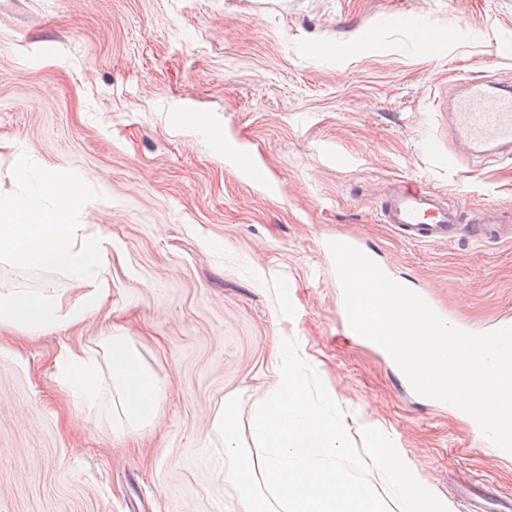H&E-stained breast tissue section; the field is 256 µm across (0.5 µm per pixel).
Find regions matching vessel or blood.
Segmentation results:
<instances>
[{
    "instance_id": "b4317fda",
    "label": "vessel or blood",
    "mask_w": 512,
    "mask_h": 512,
    "mask_svg": "<svg viewBox=\"0 0 512 512\" xmlns=\"http://www.w3.org/2000/svg\"><path fill=\"white\" fill-rule=\"evenodd\" d=\"M449 160L492 159L512 154V91L484 77L470 78L451 107ZM225 161L246 181L263 185L267 173L252 152L234 138L224 140ZM385 223L416 243H448L460 234L480 242L511 243L512 211L489 205L462 224L461 202L443 205L431 191L402 188L381 205Z\"/></svg>"
}]
</instances>
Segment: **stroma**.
I'll return each instance as SVG.
<instances>
[{
	"label": "stroma",
	"instance_id": "1",
	"mask_svg": "<svg viewBox=\"0 0 512 512\" xmlns=\"http://www.w3.org/2000/svg\"><path fill=\"white\" fill-rule=\"evenodd\" d=\"M442 39L415 44L387 15ZM376 33L372 50L359 45ZM328 44L317 52L318 43ZM474 76L512 85V0H20L0 10V193L13 153L99 191L80 215L110 261L97 315L31 338L0 331V512H242L211 427L239 426L274 381L283 338L345 412L355 445L375 427L448 509L468 483L512 496V456L462 414L414 393L339 312L326 242L355 240L458 321L512 317V243L417 244L381 223L403 185L512 210V156L448 162V93ZM214 113L267 167L242 180L174 112ZM62 274L0 264V282ZM129 337L163 381L152 426L112 431V380L72 417L55 361L104 360Z\"/></svg>",
	"mask_w": 512,
	"mask_h": 512
}]
</instances>
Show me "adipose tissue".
Instances as JSON below:
<instances>
[{
    "label": "adipose tissue",
    "mask_w": 512,
    "mask_h": 512,
    "mask_svg": "<svg viewBox=\"0 0 512 512\" xmlns=\"http://www.w3.org/2000/svg\"><path fill=\"white\" fill-rule=\"evenodd\" d=\"M58 368L73 406L95 400L100 372L105 369L112 378V414L120 427L139 430L159 415L163 382L125 337H113L105 364L71 351L59 361Z\"/></svg>",
    "instance_id": "1"
}]
</instances>
